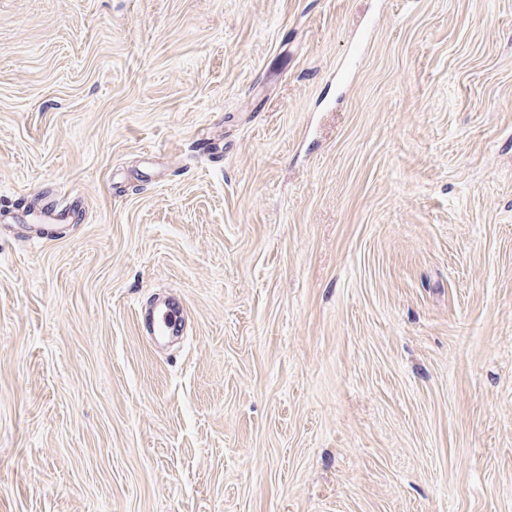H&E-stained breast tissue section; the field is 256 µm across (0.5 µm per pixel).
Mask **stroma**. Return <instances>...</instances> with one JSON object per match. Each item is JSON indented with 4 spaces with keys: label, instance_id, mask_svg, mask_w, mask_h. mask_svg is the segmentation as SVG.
Wrapping results in <instances>:
<instances>
[{
    "label": "stroma",
    "instance_id": "obj_1",
    "mask_svg": "<svg viewBox=\"0 0 512 512\" xmlns=\"http://www.w3.org/2000/svg\"><path fill=\"white\" fill-rule=\"evenodd\" d=\"M0 512H512V0H0ZM181 312L174 305L157 304L153 311V320L150 330L154 340L158 343L164 341L168 336H173L180 326Z\"/></svg>",
    "mask_w": 512,
    "mask_h": 512
}]
</instances>
